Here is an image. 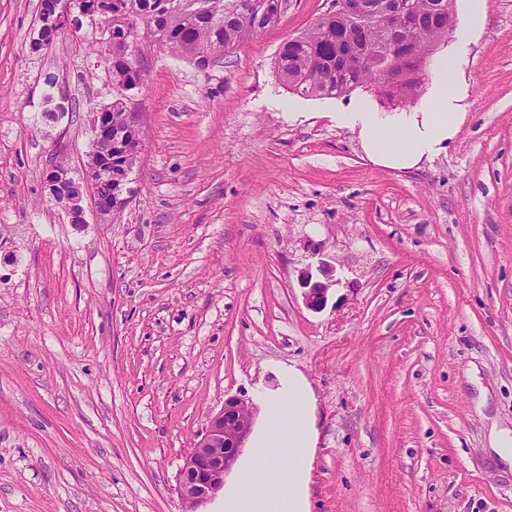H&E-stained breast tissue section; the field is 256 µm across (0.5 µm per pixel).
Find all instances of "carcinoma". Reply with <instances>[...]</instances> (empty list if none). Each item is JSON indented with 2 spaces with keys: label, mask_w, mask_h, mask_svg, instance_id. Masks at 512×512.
<instances>
[{
  "label": "carcinoma",
  "mask_w": 512,
  "mask_h": 512,
  "mask_svg": "<svg viewBox=\"0 0 512 512\" xmlns=\"http://www.w3.org/2000/svg\"><path fill=\"white\" fill-rule=\"evenodd\" d=\"M41 0L37 36L30 41L36 53L48 46L59 29L52 25L55 3ZM83 16H98L108 33L106 58L112 85L131 91L140 85L139 59L128 56V43L140 36L137 22L146 26L151 41L191 61L203 51L225 53L244 39L278 22L286 0H212L213 7L196 12L178 8L180 0H64ZM334 12L318 15L299 35L282 44L276 67L284 85L304 97L335 98L359 87L373 86L380 98L393 101L394 92L381 83L377 68L359 62L366 52L394 48L390 65L404 74L400 102L419 94L428 58L448 42L440 18L455 11V0H410L405 31L379 14L369 20L350 9L352 0H334Z\"/></svg>",
  "instance_id": "carcinoma-1"
}]
</instances>
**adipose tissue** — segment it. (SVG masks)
<instances>
[{"mask_svg":"<svg viewBox=\"0 0 512 512\" xmlns=\"http://www.w3.org/2000/svg\"><path fill=\"white\" fill-rule=\"evenodd\" d=\"M459 53L436 54L429 96L408 110L380 112L359 103L336 110L337 126L356 132L366 155L377 165L411 169L446 150L465 118V90L457 80ZM278 385L260 395L265 422L256 431L244 464L245 485L224 490V512H306L304 481L317 445L309 419V391L292 367L276 370ZM283 449L291 466L280 480L271 464Z\"/></svg>","mask_w":512,"mask_h":512,"instance_id":"adipose-tissue-1","label":"adipose tissue"}]
</instances>
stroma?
<instances>
[{"label":"stroma","mask_w":512,"mask_h":512,"mask_svg":"<svg viewBox=\"0 0 512 512\" xmlns=\"http://www.w3.org/2000/svg\"><path fill=\"white\" fill-rule=\"evenodd\" d=\"M332 0L208 70L146 46L138 88L83 17L30 50L40 0H0V512H185L184 459L226 397L307 380L308 512H512V0L466 31V117L410 170L372 164L337 105L292 93L280 45ZM143 131L129 202L71 223L91 106ZM66 113L46 118L52 104ZM338 283L303 301L301 271ZM318 270L322 280L313 281V275L309 269L302 271L299 279L305 305L315 312L321 311L326 306L329 291L336 285L335 270L330 264L321 262ZM511 434V435H510ZM490 446L507 463L512 465V431L507 428L499 429L496 425L492 427L490 434Z\"/></svg>","instance_id":"obj_1"}]
</instances>
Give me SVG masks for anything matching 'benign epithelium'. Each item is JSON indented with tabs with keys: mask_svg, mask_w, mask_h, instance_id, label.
Instances as JSON below:
<instances>
[{
	"mask_svg": "<svg viewBox=\"0 0 512 512\" xmlns=\"http://www.w3.org/2000/svg\"><path fill=\"white\" fill-rule=\"evenodd\" d=\"M116 156L96 151L88 154L83 182L76 183L64 169L51 172L46 186L49 195L70 215L75 224L84 223V198L94 194L104 182L112 181V159L123 161L126 176L118 177L119 184L112 191L116 204L123 205L127 174L131 173L139 153V143L132 138L111 141ZM321 278L313 279L310 270L301 272L299 284L308 309L318 312L328 301L331 288L336 285L334 269L328 263L319 266ZM253 404L241 397L224 399L223 408L209 421L201 438L186 455L179 473V494L186 512H197L198 506L224 490V477L236 463L252 429Z\"/></svg>",
	"mask_w": 512,
	"mask_h": 512,
	"instance_id": "1",
	"label": "benign epithelium"
}]
</instances>
